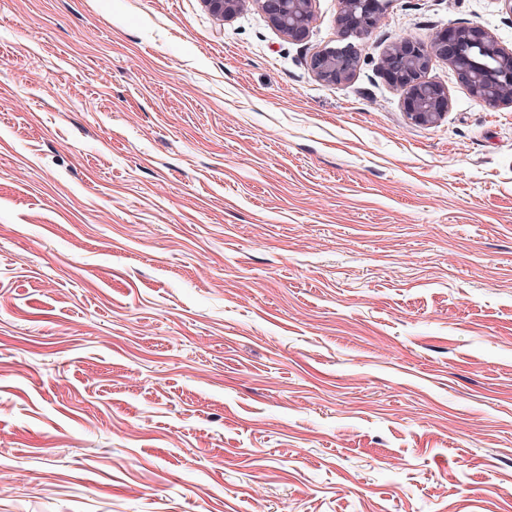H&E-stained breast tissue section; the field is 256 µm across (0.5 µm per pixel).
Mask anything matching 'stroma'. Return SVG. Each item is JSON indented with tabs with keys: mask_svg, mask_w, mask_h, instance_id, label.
<instances>
[{
	"mask_svg": "<svg viewBox=\"0 0 512 512\" xmlns=\"http://www.w3.org/2000/svg\"><path fill=\"white\" fill-rule=\"evenodd\" d=\"M339 10L0 0V512H512V107L377 69L512 16ZM210 12L224 21L239 13L248 0H203ZM271 25L288 39H307L314 20L315 0H253ZM392 2L393 0H340L336 39L340 44L327 45L314 52L309 58L311 72L327 84L351 80L361 62L360 48L354 41L362 40L382 23Z\"/></svg>",
	"mask_w": 512,
	"mask_h": 512,
	"instance_id": "obj_1",
	"label": "stroma"
}]
</instances>
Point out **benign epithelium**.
<instances>
[{
    "instance_id": "benign-epithelium-1",
    "label": "benign epithelium",
    "mask_w": 512,
    "mask_h": 512,
    "mask_svg": "<svg viewBox=\"0 0 512 512\" xmlns=\"http://www.w3.org/2000/svg\"><path fill=\"white\" fill-rule=\"evenodd\" d=\"M249 1L266 15L271 25L288 39H307L314 20L315 0H204L210 12L230 20ZM393 0H340L338 44L327 45L309 58L311 72L322 82L351 80L360 67L356 41L377 28ZM445 61L470 90L490 108L512 106V49L503 47L478 25H450L422 42L398 38L387 43L378 63L379 72L401 93L407 117L416 124L437 122L449 108L448 90L428 73Z\"/></svg>"
}]
</instances>
